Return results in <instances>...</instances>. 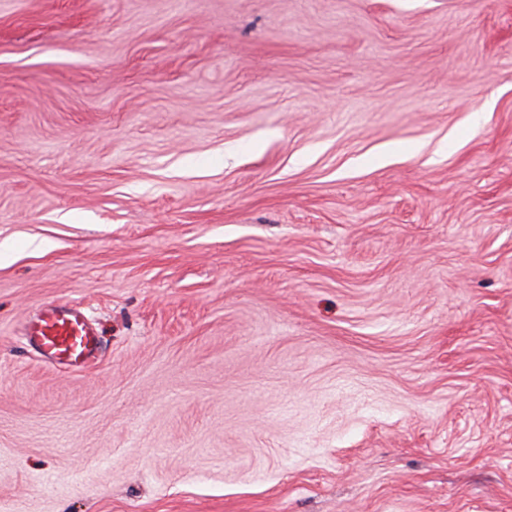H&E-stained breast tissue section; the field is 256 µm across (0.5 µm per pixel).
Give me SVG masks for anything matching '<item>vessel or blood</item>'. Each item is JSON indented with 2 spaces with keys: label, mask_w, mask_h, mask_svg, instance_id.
<instances>
[{
  "label": "vessel or blood",
  "mask_w": 512,
  "mask_h": 512,
  "mask_svg": "<svg viewBox=\"0 0 512 512\" xmlns=\"http://www.w3.org/2000/svg\"><path fill=\"white\" fill-rule=\"evenodd\" d=\"M28 334L41 354L59 364L83 368L100 350L98 332L72 304L50 305L31 322Z\"/></svg>",
  "instance_id": "obj_1"
}]
</instances>
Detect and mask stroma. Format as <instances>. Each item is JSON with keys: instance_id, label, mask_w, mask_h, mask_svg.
I'll return each instance as SVG.
<instances>
[{"instance_id": "35a3bbf8", "label": "stroma", "mask_w": 512, "mask_h": 512, "mask_svg": "<svg viewBox=\"0 0 512 512\" xmlns=\"http://www.w3.org/2000/svg\"><path fill=\"white\" fill-rule=\"evenodd\" d=\"M1 243L0 512H512V0H0ZM28 336L44 357L73 368L86 367L100 350L98 332L72 304L42 309L30 323Z\"/></svg>"}]
</instances>
